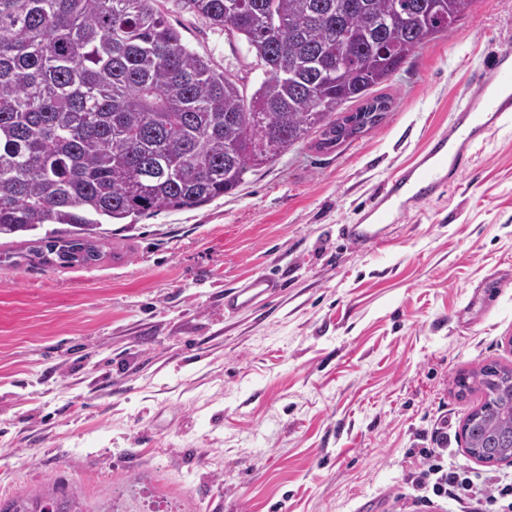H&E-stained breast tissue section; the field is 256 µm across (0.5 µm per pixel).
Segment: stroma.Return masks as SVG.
<instances>
[{
  "mask_svg": "<svg viewBox=\"0 0 512 512\" xmlns=\"http://www.w3.org/2000/svg\"><path fill=\"white\" fill-rule=\"evenodd\" d=\"M184 43L247 91V43L185 10ZM512 0H476L375 87L376 127L317 136L200 207L108 224L85 267L0 263V502L53 486L89 512H467L415 500L418 449L481 402L462 373L512 368V120L466 170L410 205L383 245L344 237L377 193L449 129L496 51ZM271 296L226 312L251 277Z\"/></svg>",
  "mask_w": 512,
  "mask_h": 512,
  "instance_id": "1",
  "label": "stroma"
}]
</instances>
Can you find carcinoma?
Masks as SVG:
<instances>
[{
    "mask_svg": "<svg viewBox=\"0 0 512 512\" xmlns=\"http://www.w3.org/2000/svg\"><path fill=\"white\" fill-rule=\"evenodd\" d=\"M158 0H0V235L44 224V266L100 257L95 230L191 209L236 190L313 134L334 147L387 109L371 90L475 0H171L229 27L264 67L247 96L183 43ZM365 105L340 120L351 101ZM484 393L461 435L486 462L512 457V368L471 373ZM0 512H83L75 491Z\"/></svg>",
    "mask_w": 512,
    "mask_h": 512,
    "instance_id": "carcinoma-1",
    "label": "carcinoma"
}]
</instances>
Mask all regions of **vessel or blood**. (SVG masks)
Listing matches in <instances>:
<instances>
[{"label": "vessel or blood", "mask_w": 512, "mask_h": 512, "mask_svg": "<svg viewBox=\"0 0 512 512\" xmlns=\"http://www.w3.org/2000/svg\"><path fill=\"white\" fill-rule=\"evenodd\" d=\"M512 116V49L498 52L492 76L483 78L479 89L469 95L453 115L450 134L431 139L417 161L386 185L375 203L357 223L343 227L346 237L361 246L377 245L384 240V229L394 209L411 201L432 198L451 173L463 170L470 162L473 143L496 123ZM276 279L259 275L224 296L225 310L251 307L259 298L273 294Z\"/></svg>", "instance_id": "b4317fda"}]
</instances>
